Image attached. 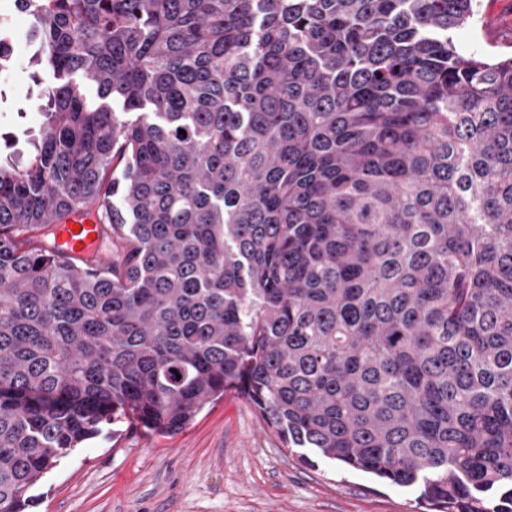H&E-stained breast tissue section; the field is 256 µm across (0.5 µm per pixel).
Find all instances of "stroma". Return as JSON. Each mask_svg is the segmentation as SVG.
<instances>
[{
  "mask_svg": "<svg viewBox=\"0 0 512 512\" xmlns=\"http://www.w3.org/2000/svg\"><path fill=\"white\" fill-rule=\"evenodd\" d=\"M473 23L457 29L460 53L512 55V0H477ZM0 155L29 149L43 120L25 70L0 74ZM28 512H431L417 487H398L316 458L298 462L236 392L178 433L145 428L96 437L35 488Z\"/></svg>",
  "mask_w": 512,
  "mask_h": 512,
  "instance_id": "stroma-1",
  "label": "stroma"
}]
</instances>
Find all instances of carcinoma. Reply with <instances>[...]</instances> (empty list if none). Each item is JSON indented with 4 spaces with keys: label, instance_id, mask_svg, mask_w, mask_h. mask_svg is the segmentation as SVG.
<instances>
[{
    "label": "carcinoma",
    "instance_id": "obj_1",
    "mask_svg": "<svg viewBox=\"0 0 512 512\" xmlns=\"http://www.w3.org/2000/svg\"><path fill=\"white\" fill-rule=\"evenodd\" d=\"M474 15L52 0L34 152L0 162V512L229 390L307 465L512 512V57L457 50ZM93 212L107 265L54 246Z\"/></svg>",
    "mask_w": 512,
    "mask_h": 512
}]
</instances>
